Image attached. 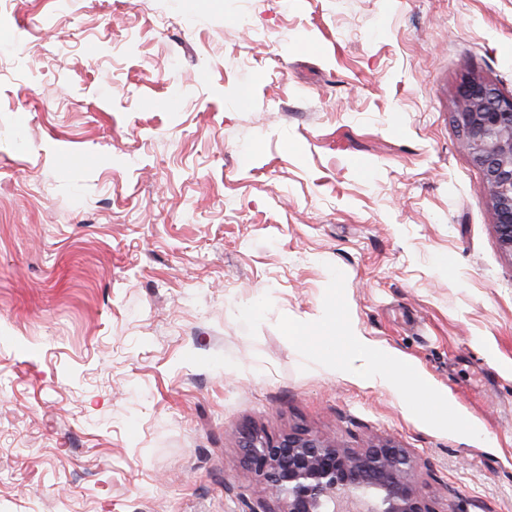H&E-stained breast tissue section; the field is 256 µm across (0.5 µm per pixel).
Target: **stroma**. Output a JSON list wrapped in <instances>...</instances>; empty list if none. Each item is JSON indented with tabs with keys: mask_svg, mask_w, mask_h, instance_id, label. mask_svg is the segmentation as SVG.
Listing matches in <instances>:
<instances>
[{
	"mask_svg": "<svg viewBox=\"0 0 512 512\" xmlns=\"http://www.w3.org/2000/svg\"><path fill=\"white\" fill-rule=\"evenodd\" d=\"M512 0H12L0 512H250L243 436L393 442L512 512V255L456 89ZM353 332L447 395L344 372Z\"/></svg>",
	"mask_w": 512,
	"mask_h": 512,
	"instance_id": "stroma-1",
	"label": "stroma"
}]
</instances>
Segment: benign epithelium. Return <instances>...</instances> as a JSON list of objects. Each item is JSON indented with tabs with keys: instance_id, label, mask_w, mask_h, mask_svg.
Wrapping results in <instances>:
<instances>
[{
	"instance_id": "obj_1",
	"label": "benign epithelium",
	"mask_w": 512,
	"mask_h": 512,
	"mask_svg": "<svg viewBox=\"0 0 512 512\" xmlns=\"http://www.w3.org/2000/svg\"><path fill=\"white\" fill-rule=\"evenodd\" d=\"M455 118L483 171L500 247L512 254V95L468 76L457 89ZM244 448L246 476L262 481L271 500L252 512H346L352 501L361 512H431L414 458L392 443L355 450L306 433H249Z\"/></svg>"
}]
</instances>
